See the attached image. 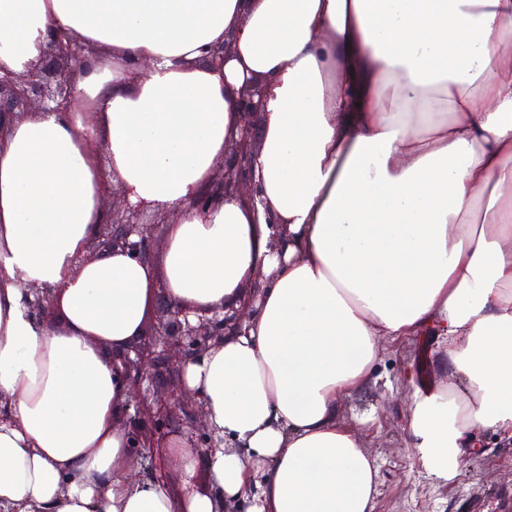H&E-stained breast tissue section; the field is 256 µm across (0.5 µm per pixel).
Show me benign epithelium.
Masks as SVG:
<instances>
[{
    "instance_id": "obj_1",
    "label": "benign epithelium",
    "mask_w": 512,
    "mask_h": 512,
    "mask_svg": "<svg viewBox=\"0 0 512 512\" xmlns=\"http://www.w3.org/2000/svg\"><path fill=\"white\" fill-rule=\"evenodd\" d=\"M89 48L64 33L51 35L47 53L39 68L25 77H0V116H23L29 112L59 109L74 93L75 76L86 60ZM235 102L241 119L239 136L226 142L224 162L217 179L194 201L193 206L205 210L213 201L234 196L252 177V158L256 150L254 119L263 109L262 85L246 81L236 92ZM95 240L104 250L121 251L141 261L150 259L151 222L147 210L129 202L125 192L112 194L109 219L97 227ZM254 298L249 293L240 300V309L223 305L206 312H189L164 302L158 308L151 332L152 340L126 349L123 355L125 378L129 383L127 406L133 409L128 424L134 447L155 448L171 431L177 418L200 443V451L211 447L210 434L197 426L199 409L181 395L183 368L201 358L224 339V334L240 327L243 309ZM169 376L167 392L149 401H139L136 394L154 367Z\"/></svg>"
}]
</instances>
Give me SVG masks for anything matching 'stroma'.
I'll use <instances>...</instances> for the list:
<instances>
[{"instance_id":"35a3bbf8","label":"stroma","mask_w":512,"mask_h":512,"mask_svg":"<svg viewBox=\"0 0 512 512\" xmlns=\"http://www.w3.org/2000/svg\"><path fill=\"white\" fill-rule=\"evenodd\" d=\"M437 336L385 339L369 384L338 402L341 424L357 434L379 469L374 512H512V438L491 429L475 431L477 453L460 459L447 480L419 466L408 436L414 385L442 374L434 364ZM417 384H410L407 367Z\"/></svg>"}]
</instances>
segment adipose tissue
Segmentation results:
<instances>
[{
  "mask_svg": "<svg viewBox=\"0 0 512 512\" xmlns=\"http://www.w3.org/2000/svg\"><path fill=\"white\" fill-rule=\"evenodd\" d=\"M54 32L97 52L61 109L0 119V512H373L337 402L384 336L439 338L451 379L415 387L408 425L428 473L474 429L512 436V0H0V76ZM254 77L252 180L197 211ZM111 183L172 214L161 267L89 255ZM255 280L183 372L206 484L178 436L181 490L139 476L118 355L156 282L200 312Z\"/></svg>",
  "mask_w": 512,
  "mask_h": 512,
  "instance_id": "adipose-tissue-1",
  "label": "adipose tissue"
}]
</instances>
